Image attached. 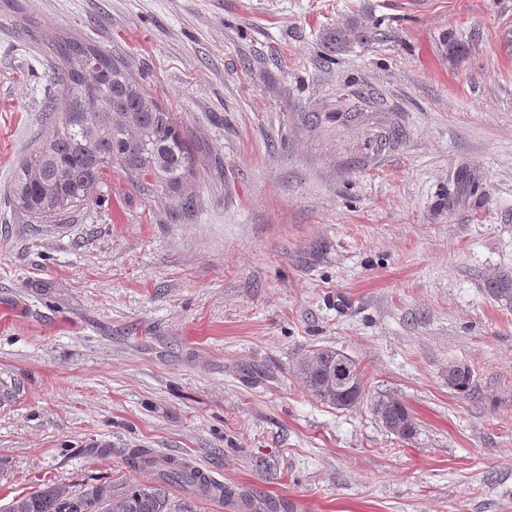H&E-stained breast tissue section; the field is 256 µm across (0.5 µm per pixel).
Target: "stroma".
Instances as JSON below:
<instances>
[{
  "label": "stroma",
  "instance_id": "35a3bbf8",
  "mask_svg": "<svg viewBox=\"0 0 512 512\" xmlns=\"http://www.w3.org/2000/svg\"><path fill=\"white\" fill-rule=\"evenodd\" d=\"M353 19L386 38L327 57ZM67 37L193 135L194 208L117 168L61 219L15 208ZM504 271L512 0H0V512L150 483L138 447L281 512H512V307L486 293ZM319 348L358 363L363 402L311 394ZM373 406L379 407L380 413L381 412L385 413L386 417L383 415L381 417V419L384 420V422H386V424L392 426L387 421V419H388L391 423L400 425V427H401L400 431L398 433H396V432L394 433L390 430V428H388L387 426H385L383 424L385 426V428L387 430H389L391 433H393L394 435H396L399 438L404 439V440H410L411 438H413L415 436V433L417 432L415 419H414L410 409L404 403H402L401 401L394 399V398L382 397V398H378L377 400H375L373 403ZM373 406H372V408H373ZM373 411H374V408H373ZM374 413L376 414L377 417L380 414V413H376L375 411H374ZM380 415H382V414H380ZM407 421H409L408 425L406 424ZM392 430L397 431V428L392 426Z\"/></svg>",
  "mask_w": 512,
  "mask_h": 512
}]
</instances>
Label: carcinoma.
Instances as JSON below:
<instances>
[{"label":"carcinoma","mask_w":512,"mask_h":512,"mask_svg":"<svg viewBox=\"0 0 512 512\" xmlns=\"http://www.w3.org/2000/svg\"><path fill=\"white\" fill-rule=\"evenodd\" d=\"M377 25L355 24L330 31L324 42L333 52L343 51L350 37L373 38ZM63 67L55 77L60 92L48 99L46 119L52 135L41 141L19 164L12 196L20 212L35 221H48L87 204L119 165L138 187L165 190L181 207L196 203L189 191L194 167L193 141L174 113L133 80L125 61L98 46L66 38L57 46ZM487 294L497 303L512 305V273L488 282ZM342 352L313 351L302 372L312 394L340 410L355 407L364 398L362 377L343 393L327 384ZM448 385L465 393L472 372L452 364ZM374 406L384 412L401 439L415 436L410 409L394 398H379ZM125 461L134 471H150L153 485H135L122 493L112 480L97 479L76 491L54 486L12 502L8 512H170L168 491L179 489L193 498L231 500L235 490L208 477L179 459L163 457L151 448H130Z\"/></svg>","instance_id":"carcinoma-1"}]
</instances>
